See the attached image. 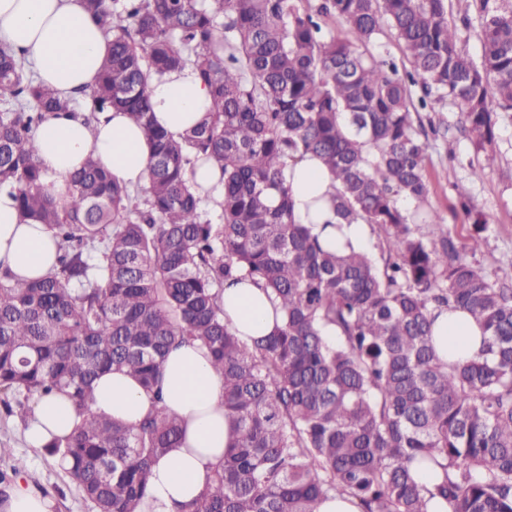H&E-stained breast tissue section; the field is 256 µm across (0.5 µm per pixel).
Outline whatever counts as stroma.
<instances>
[{"label": "stroma", "mask_w": 512, "mask_h": 512, "mask_svg": "<svg viewBox=\"0 0 512 512\" xmlns=\"http://www.w3.org/2000/svg\"><path fill=\"white\" fill-rule=\"evenodd\" d=\"M412 118L414 124L432 123L440 128L439 135L429 138L427 207L447 225L456 243H465L472 231L471 220L454 189L455 183H465L472 205L486 221L484 245L474 263L492 279L512 281V113H498L495 141L483 149L464 128L453 104L415 112ZM475 168L480 170V178H472ZM24 431V422L0 406V445L14 450L13 458L0 460V470L9 469L13 459H20L24 476L35 477L37 490L50 499L51 512H93L75 482L42 450L25 443Z\"/></svg>", "instance_id": "stroma-1"}]
</instances>
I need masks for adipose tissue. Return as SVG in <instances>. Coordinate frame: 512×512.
Listing matches in <instances>:
<instances>
[{"label": "adipose tissue", "mask_w": 512, "mask_h": 512, "mask_svg": "<svg viewBox=\"0 0 512 512\" xmlns=\"http://www.w3.org/2000/svg\"><path fill=\"white\" fill-rule=\"evenodd\" d=\"M0 40L24 49L44 85L60 97L72 98L97 84L112 35L86 12L83 0H0ZM149 96L156 122L176 137L195 126L211 108L208 87L190 68L154 76ZM34 139L39 147L37 161L56 190H65L71 175L90 155L123 185L149 183L150 143L143 129L117 110L100 112L97 123L90 126L78 116L49 115ZM332 183L317 159H305L289 169L296 223L324 226L323 236L329 243L367 249L368 225L332 228L336 219ZM56 252L51 232L23 218L15 200L1 191L0 269L21 280L35 279L48 272ZM221 306L225 322L248 343L272 335L282 324V312L273 296L249 280L225 287ZM434 336L443 357L452 352L468 359L480 347L479 329L460 313H442ZM162 375L164 405L181 421L183 438L153 465L144 512H175L179 505L198 497L232 440L222 405L223 380L214 372L205 348L172 349ZM94 391L92 412L126 423L138 422L153 408L139 383L120 372L101 375ZM78 420L65 396L37 398L26 441L31 447H42L52 437L69 435Z\"/></svg>", "instance_id": "1"}]
</instances>
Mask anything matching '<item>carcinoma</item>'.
Here are the masks:
<instances>
[{
  "label": "carcinoma",
  "instance_id": "1",
  "mask_svg": "<svg viewBox=\"0 0 512 512\" xmlns=\"http://www.w3.org/2000/svg\"><path fill=\"white\" fill-rule=\"evenodd\" d=\"M112 32L88 123L125 112L152 146L145 189L93 158L63 192L46 182L33 133L78 114L0 43V190L59 241L45 277L0 271V392L63 393L79 424L42 451L94 512H142L154 463L180 437L162 406L161 366L206 347L224 382L232 444L181 512H319L332 495L357 512H512V283L467 259L425 209L428 143L410 106L452 103L480 144L512 112V0H84ZM339 18L347 36L324 28ZM392 29L408 66L373 52ZM477 31L480 60L459 49ZM192 67L208 116L176 140L158 127L149 80ZM314 155L333 176L340 222L384 233L386 256L342 254L293 216L286 171ZM217 164L215 223L185 178ZM416 203L412 211L398 205ZM243 277L270 290L283 322L246 343L220 293ZM482 330L479 354L450 362L433 343L439 310ZM120 371L151 396L136 424L84 414L94 380ZM423 470L431 483L418 480Z\"/></svg>",
  "mask_w": 512,
  "mask_h": 512
}]
</instances>
